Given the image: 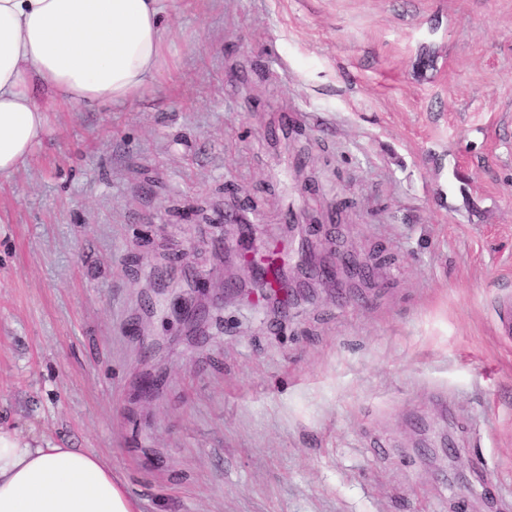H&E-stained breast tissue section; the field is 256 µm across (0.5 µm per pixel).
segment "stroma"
Returning <instances> with one entry per match:
<instances>
[{
  "label": "stroma",
  "instance_id": "obj_1",
  "mask_svg": "<svg viewBox=\"0 0 512 512\" xmlns=\"http://www.w3.org/2000/svg\"><path fill=\"white\" fill-rule=\"evenodd\" d=\"M164 21L163 79L50 113L0 180V432L98 455L141 512H512V0ZM304 233L381 261L225 299L240 254L300 280Z\"/></svg>",
  "mask_w": 512,
  "mask_h": 512
}]
</instances>
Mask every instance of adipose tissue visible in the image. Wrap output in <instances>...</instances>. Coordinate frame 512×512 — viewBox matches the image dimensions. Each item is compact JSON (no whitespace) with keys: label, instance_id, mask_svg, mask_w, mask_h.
Wrapping results in <instances>:
<instances>
[{"label":"adipose tissue","instance_id":"obj_1","mask_svg":"<svg viewBox=\"0 0 512 512\" xmlns=\"http://www.w3.org/2000/svg\"><path fill=\"white\" fill-rule=\"evenodd\" d=\"M164 0H0V178L48 129L53 103L133 101L168 69ZM0 512H141L121 475L76 448L0 435Z\"/></svg>","mask_w":512,"mask_h":512}]
</instances>
